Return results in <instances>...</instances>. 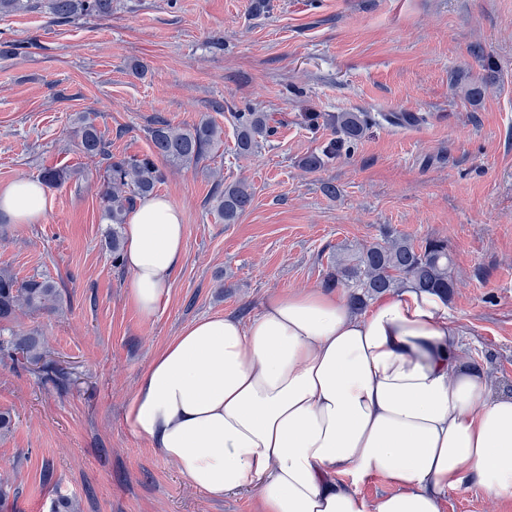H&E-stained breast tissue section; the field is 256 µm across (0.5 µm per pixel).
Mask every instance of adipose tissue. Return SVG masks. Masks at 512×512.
Here are the masks:
<instances>
[{
  "instance_id": "1",
  "label": "adipose tissue",
  "mask_w": 512,
  "mask_h": 512,
  "mask_svg": "<svg viewBox=\"0 0 512 512\" xmlns=\"http://www.w3.org/2000/svg\"><path fill=\"white\" fill-rule=\"evenodd\" d=\"M37 180L0 186V214L43 219ZM127 292L144 317L186 252L181 210L139 202L124 231ZM126 418L195 488H255L263 512H440L448 490L512 495V395H498L437 296L406 285L361 314L321 288L258 314L197 319L152 359ZM393 486L367 510L355 486Z\"/></svg>"
}]
</instances>
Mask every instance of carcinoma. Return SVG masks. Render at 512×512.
<instances>
[{
	"instance_id": "1",
	"label": "carcinoma",
	"mask_w": 512,
	"mask_h": 512,
	"mask_svg": "<svg viewBox=\"0 0 512 512\" xmlns=\"http://www.w3.org/2000/svg\"><path fill=\"white\" fill-rule=\"evenodd\" d=\"M50 13L60 22L79 16H110L112 0H48ZM236 119V151L241 157L254 156L260 139L274 131L272 116L267 112H238ZM340 127L348 139L358 137L366 127L359 112H345ZM151 153L141 157L118 158L95 126L81 122L79 150L88 157L106 161L102 220L111 225L107 245L112 264H121V226L137 205V201L154 194L166 176V170L198 163L221 142L223 130L209 119L182 128L159 118L149 129ZM343 141L331 140L318 153L302 161V167L316 171L340 155ZM253 193L242 181L224 185L214 198L218 217L226 224H234L250 207ZM448 243L429 238L416 246L406 238H386L363 247L351 265L336 263L328 273V280L339 284L344 279L352 282L356 291L350 295L355 307H362L369 297L394 291L411 282L423 292L448 297L453 290L449 275ZM60 302V293L50 280L18 281L8 270L0 269V353L9 357L20 354L30 364H42L46 370L52 364L44 361L41 335L35 331L15 329L18 313L30 315L51 313Z\"/></svg>"
}]
</instances>
